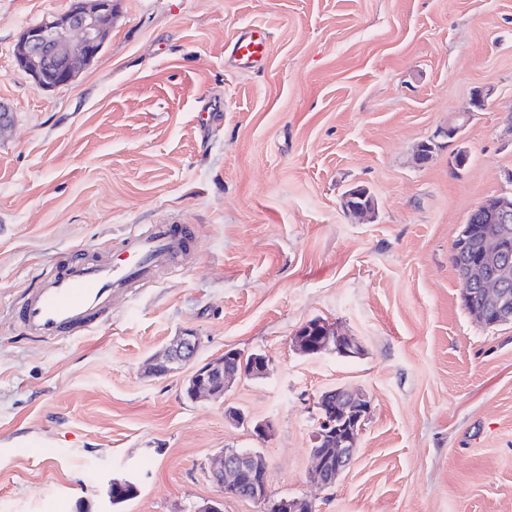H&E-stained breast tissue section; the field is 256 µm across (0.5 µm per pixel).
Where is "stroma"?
<instances>
[{"label": "stroma", "mask_w": 512, "mask_h": 512, "mask_svg": "<svg viewBox=\"0 0 512 512\" xmlns=\"http://www.w3.org/2000/svg\"><path fill=\"white\" fill-rule=\"evenodd\" d=\"M72 3L0 0V512H194L227 448L317 512H512V322L475 321L451 262L468 214L512 195V0H113L98 56L45 90L19 37ZM251 27L270 53L246 71L230 47ZM354 187L371 219L345 210ZM151 224L188 229L183 269L114 299L93 334L20 333L33 269ZM315 318L361 355L298 352ZM183 330L196 364L232 348L269 371L191 400L190 366L144 372ZM336 387L372 413L327 489L309 451ZM116 480L136 486L117 505ZM359 198L362 204H353V199ZM345 206L348 212L357 217H367L374 210L372 198L363 188H354L345 195Z\"/></svg>", "instance_id": "35a3bbf8"}]
</instances>
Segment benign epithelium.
<instances>
[{"mask_svg": "<svg viewBox=\"0 0 512 512\" xmlns=\"http://www.w3.org/2000/svg\"><path fill=\"white\" fill-rule=\"evenodd\" d=\"M112 16V0H73L69 12L50 15L26 28L19 40L18 63L39 86L48 87L46 75L58 72L68 84L85 64L103 47V20ZM348 212L366 217L374 210V202L362 188L345 195ZM487 220L500 225L493 234L473 238L469 229L461 233L453 256L461 268V294L470 307L471 315L491 327L512 320V260L508 253V225L512 224V198L498 196L477 206L467 223ZM298 349L305 355L334 351L341 356L354 357L360 345L344 336L335 324L321 319L308 321L295 336ZM201 337L184 330L165 347L162 354L148 367L153 375L171 366L194 361ZM239 351L224 350V355L197 366L187 379L185 391L192 399H220L238 377L258 378L266 374L269 357L255 354L249 367L238 366ZM318 427L312 435L316 448L311 470L321 486L329 488L346 471L356 452L357 441L369 419L371 401L362 393L337 387L320 395L317 401ZM207 475L222 497L203 501L196 512H223L224 497L252 500L274 512H312V501L305 498L283 497L269 502V475L263 458L251 451L226 449L210 458Z\"/></svg>", "mask_w": 512, "mask_h": 512, "instance_id": "benign-epithelium-1", "label": "benign epithelium"}]
</instances>
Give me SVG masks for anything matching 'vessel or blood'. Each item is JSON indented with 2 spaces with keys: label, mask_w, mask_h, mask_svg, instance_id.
Wrapping results in <instances>:
<instances>
[{
  "label": "vessel or blood",
  "mask_w": 512,
  "mask_h": 512,
  "mask_svg": "<svg viewBox=\"0 0 512 512\" xmlns=\"http://www.w3.org/2000/svg\"><path fill=\"white\" fill-rule=\"evenodd\" d=\"M269 50L267 35L252 28L235 39L231 55L237 64L250 66L264 60ZM189 248L190 240L178 224L124 231L112 253L39 273L37 288L18 304L17 321L26 336L44 342L89 334L111 310L113 298L151 279L159 269L179 271Z\"/></svg>",
  "instance_id": "1"
}]
</instances>
